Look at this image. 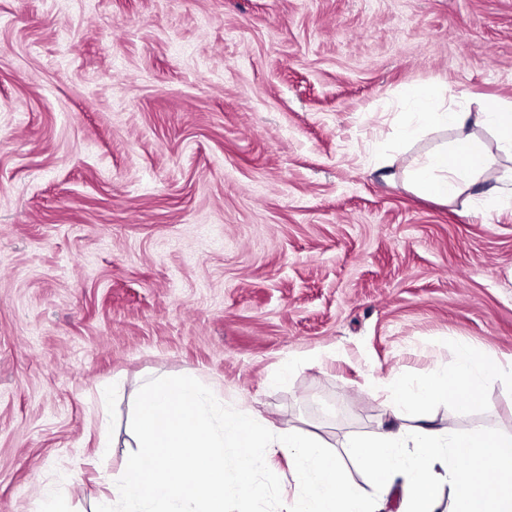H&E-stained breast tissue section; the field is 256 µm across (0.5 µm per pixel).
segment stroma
Here are the masks:
<instances>
[{"instance_id":"stroma-1","label":"stroma","mask_w":512,"mask_h":512,"mask_svg":"<svg viewBox=\"0 0 512 512\" xmlns=\"http://www.w3.org/2000/svg\"><path fill=\"white\" fill-rule=\"evenodd\" d=\"M428 82L512 103V0H0V512H94L151 378L321 440L363 489L347 443L395 424L373 381L458 340L512 360V199L481 204L512 155L474 123L491 170L415 192L455 137L395 138ZM421 415L512 432V377Z\"/></svg>"}]
</instances>
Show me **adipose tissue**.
Here are the masks:
<instances>
[{
    "label": "adipose tissue",
    "instance_id": "adipose-tissue-1",
    "mask_svg": "<svg viewBox=\"0 0 512 512\" xmlns=\"http://www.w3.org/2000/svg\"><path fill=\"white\" fill-rule=\"evenodd\" d=\"M412 122L401 126L399 137L411 141L429 126L460 130L461 136L445 149L428 154L410 171L417 189L438 200L457 197L474 185L489 168L491 159L476 140L464 136L471 115L446 105L443 90L435 84L410 88ZM512 375V361L503 362L464 342L453 345V360L435 370L424 383L409 387L401 378L386 384L387 407L400 425L356 438L351 446L361 461L369 485L388 489L397 471H405L404 512H435L440 484L448 482L452 512H512V433L491 429L459 435H441L421 425H405L407 414L436 402H473L485 377ZM443 470V480L433 479Z\"/></svg>",
    "mask_w": 512,
    "mask_h": 512
}]
</instances>
